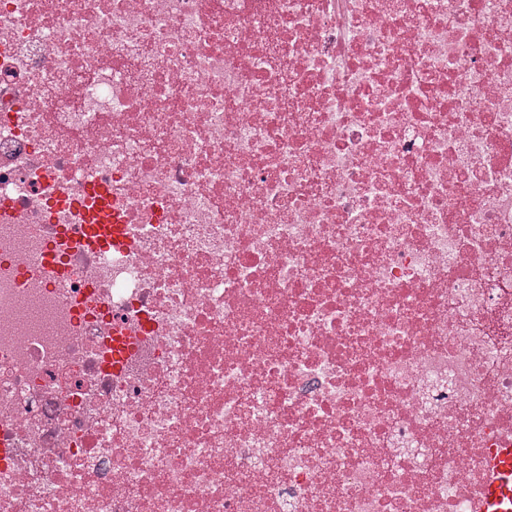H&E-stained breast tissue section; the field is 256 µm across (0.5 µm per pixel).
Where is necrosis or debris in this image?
<instances>
[{
	"label": "necrosis or debris",
	"instance_id": "necrosis-or-debris-1",
	"mask_svg": "<svg viewBox=\"0 0 512 512\" xmlns=\"http://www.w3.org/2000/svg\"><path fill=\"white\" fill-rule=\"evenodd\" d=\"M509 446L512 0H0V512H473ZM97 224H90V235L96 246L112 244L121 232L122 224H112V213L107 206L106 193L98 190L86 201Z\"/></svg>",
	"mask_w": 512,
	"mask_h": 512
}]
</instances>
